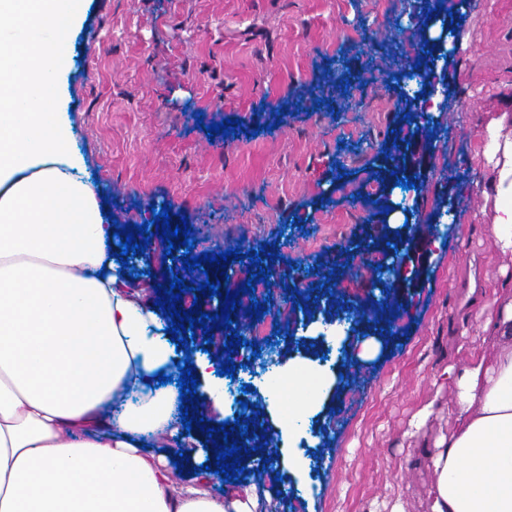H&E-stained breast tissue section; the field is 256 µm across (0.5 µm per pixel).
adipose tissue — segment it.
Segmentation results:
<instances>
[{"label":"adipose tissue","mask_w":512,"mask_h":512,"mask_svg":"<svg viewBox=\"0 0 512 512\" xmlns=\"http://www.w3.org/2000/svg\"><path fill=\"white\" fill-rule=\"evenodd\" d=\"M85 0H0V512H249L176 489L144 441L174 435L176 347L114 257L61 80ZM492 233L512 252V133L486 127ZM492 351L447 368L453 424L428 452L430 512H512V299L489 314ZM297 418L335 381L292 360Z\"/></svg>","instance_id":"obj_1"}]
</instances>
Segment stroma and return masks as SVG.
Here are the masks:
<instances>
[{"label": "stroma", "mask_w": 512, "mask_h": 512, "mask_svg": "<svg viewBox=\"0 0 512 512\" xmlns=\"http://www.w3.org/2000/svg\"><path fill=\"white\" fill-rule=\"evenodd\" d=\"M432 40L450 48L422 74L424 96L441 99L427 112L404 95L392 55L415 66ZM338 70L353 75L349 93ZM508 92L512 0H90L65 106L106 213L119 227H147L153 267L129 287L153 302L175 276L195 288L223 268L243 287L269 270L266 317L284 300L298 311L275 325L282 365L320 362V324L345 325L299 472L282 466L287 380L271 392L248 374L265 343L230 352L226 330L199 328L178 344L181 356L233 360L248 389L241 411L206 404L191 410L203 426L189 437L147 443L180 462L178 486L254 500L253 512H428L425 452L452 426L454 387L442 372L483 347L482 304L512 295V254L497 248L492 207L475 185L483 128ZM229 118L235 130L207 134ZM405 153L417 179L408 195L388 175ZM162 204L172 224H188L194 255L235 249L239 259L190 272L179 244L164 262L151 211ZM392 211L419 234L436 232L438 245L373 248ZM380 261L391 271L381 282ZM345 277L355 295L340 288ZM365 340L376 346L369 359ZM238 418L255 424L253 448L235 482L219 487L191 450L213 448L209 428Z\"/></svg>", "instance_id": "35a3bbf8"}]
</instances>
